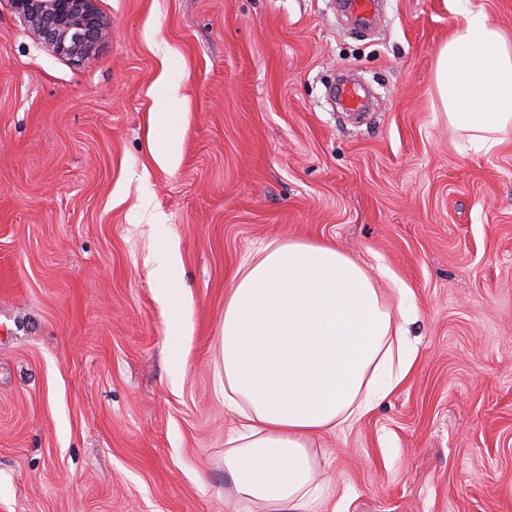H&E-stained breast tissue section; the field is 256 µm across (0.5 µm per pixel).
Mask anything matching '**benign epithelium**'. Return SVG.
I'll return each mask as SVG.
<instances>
[{
    "label": "benign epithelium",
    "mask_w": 512,
    "mask_h": 512,
    "mask_svg": "<svg viewBox=\"0 0 512 512\" xmlns=\"http://www.w3.org/2000/svg\"><path fill=\"white\" fill-rule=\"evenodd\" d=\"M29 35L57 54L79 61L109 35L95 0H10Z\"/></svg>",
    "instance_id": "obj_1"
}]
</instances>
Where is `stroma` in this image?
I'll return each instance as SVG.
<instances>
[{"label":"stroma","instance_id":"1","mask_svg":"<svg viewBox=\"0 0 512 512\" xmlns=\"http://www.w3.org/2000/svg\"><path fill=\"white\" fill-rule=\"evenodd\" d=\"M337 3L97 0L110 36L72 62L0 0V512H228L224 297L285 239L412 305L407 382L315 443L336 512H512V140L461 150L442 113L459 0L369 29ZM347 76L374 111L334 104ZM157 265L150 270V278L165 283V300L170 309L174 307L179 299L180 285L175 271L179 265V258L175 253L164 252L158 260Z\"/></svg>","mask_w":512,"mask_h":512}]
</instances>
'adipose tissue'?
I'll return each mask as SVG.
<instances>
[{
    "instance_id": "obj_1",
    "label": "adipose tissue",
    "mask_w": 512,
    "mask_h": 512,
    "mask_svg": "<svg viewBox=\"0 0 512 512\" xmlns=\"http://www.w3.org/2000/svg\"><path fill=\"white\" fill-rule=\"evenodd\" d=\"M448 123L489 153L512 137V38L483 12L454 24L435 63ZM368 271L330 242L274 240L224 299V403L231 503L316 512L335 497L315 480L312 442L358 422L412 371L403 323Z\"/></svg>"
}]
</instances>
